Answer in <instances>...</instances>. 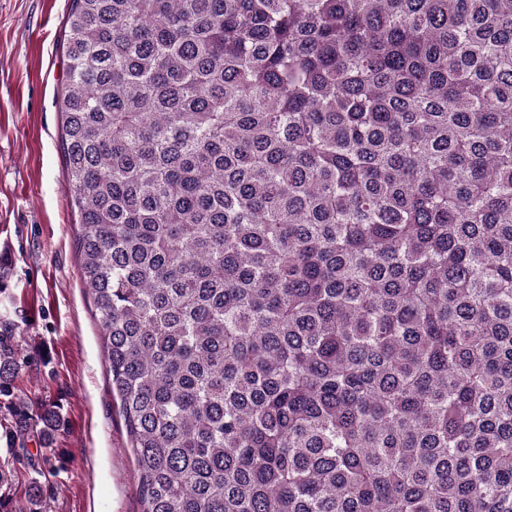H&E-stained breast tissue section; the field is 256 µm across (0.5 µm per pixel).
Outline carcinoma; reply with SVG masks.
I'll return each mask as SVG.
<instances>
[{
  "label": "carcinoma",
  "mask_w": 512,
  "mask_h": 512,
  "mask_svg": "<svg viewBox=\"0 0 512 512\" xmlns=\"http://www.w3.org/2000/svg\"><path fill=\"white\" fill-rule=\"evenodd\" d=\"M62 146L140 512H512V0H70ZM0 335L4 437L39 427ZM26 503L47 512L28 457Z\"/></svg>",
  "instance_id": "1"
}]
</instances>
